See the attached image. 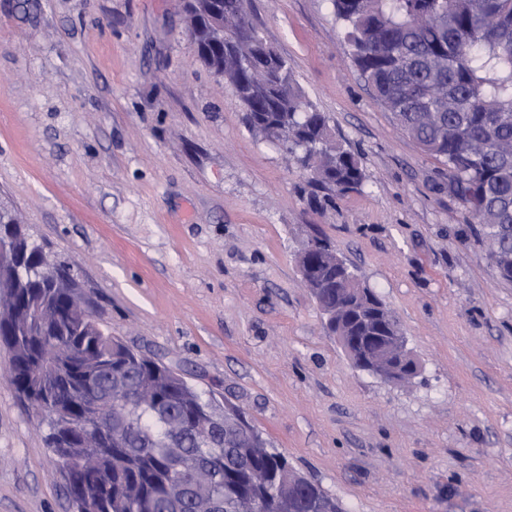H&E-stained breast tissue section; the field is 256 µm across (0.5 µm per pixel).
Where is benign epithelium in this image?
Wrapping results in <instances>:
<instances>
[{"label": "benign epithelium", "instance_id": "7a95c632", "mask_svg": "<svg viewBox=\"0 0 512 512\" xmlns=\"http://www.w3.org/2000/svg\"><path fill=\"white\" fill-rule=\"evenodd\" d=\"M208 11L204 22L217 31L204 54L224 53V0H207ZM9 221L0 217V269L14 264L18 251L9 233ZM318 250L315 242L307 243L300 251V272L303 279L317 282L327 279V274L340 265L338 258L322 254L324 272L305 260ZM326 324L331 335L338 340L342 350L353 366L368 371L381 380L393 384H405L415 379L421 367L407 348V337L398 335L391 311L377 296H356L348 304L340 319L326 313Z\"/></svg>", "mask_w": 512, "mask_h": 512}]
</instances>
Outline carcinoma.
<instances>
[{"mask_svg": "<svg viewBox=\"0 0 512 512\" xmlns=\"http://www.w3.org/2000/svg\"><path fill=\"white\" fill-rule=\"evenodd\" d=\"M353 60L396 127L448 168L457 194L512 281V0H332ZM224 37L236 47L202 59L224 75L251 130L288 151L311 183L344 193L363 180L359 160L308 102L288 62L251 24L245 0ZM20 287L0 296L9 381L46 418L50 451L73 468L66 487L93 512H340L299 477L244 413L198 427L214 403L152 356L136 352L75 303L39 287L65 271L16 226ZM302 484H294L296 478Z\"/></svg>", "mask_w": 512, "mask_h": 512, "instance_id": "carcinoma-1", "label": "carcinoma"}]
</instances>
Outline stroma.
I'll list each match as a JSON object with an SVG mask.
<instances>
[{"label":"stroma","mask_w":512,"mask_h":512,"mask_svg":"<svg viewBox=\"0 0 512 512\" xmlns=\"http://www.w3.org/2000/svg\"><path fill=\"white\" fill-rule=\"evenodd\" d=\"M363 171L311 186L198 61L178 0H0V200L93 317L245 410L342 512H512V282L394 125L331 0H246ZM332 243L400 320L404 385L353 368L295 255ZM0 346V512H72Z\"/></svg>","instance_id":"stroma-1"}]
</instances>
